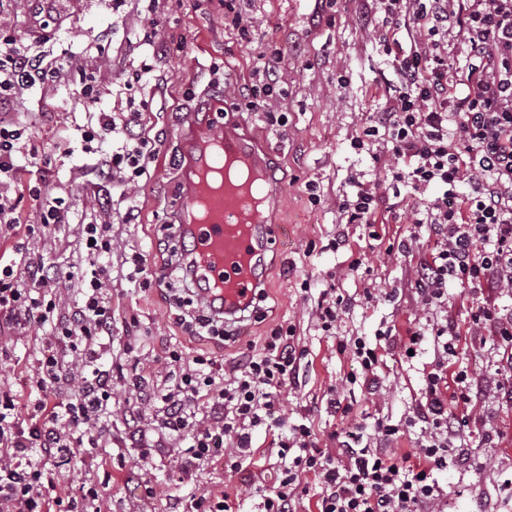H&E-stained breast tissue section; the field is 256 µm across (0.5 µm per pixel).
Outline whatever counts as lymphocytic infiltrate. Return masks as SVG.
Returning <instances> with one entry per match:
<instances>
[{
    "label": "lymphocytic infiltrate",
    "mask_w": 512,
    "mask_h": 512,
    "mask_svg": "<svg viewBox=\"0 0 512 512\" xmlns=\"http://www.w3.org/2000/svg\"><path fill=\"white\" fill-rule=\"evenodd\" d=\"M380 16L381 40L393 56L396 83L383 111L367 117L354 149L362 150L378 133H385L394 160L392 185L420 193L434 188L437 197L418 220L421 233L433 247L414 270L423 304L440 307L448 287L456 284L476 297L472 326L486 329L497 344L494 384L512 401V305L498 303L495 293L512 288V0H372ZM457 35L466 54L450 66L449 35ZM409 46H402L401 36ZM283 50L260 53L253 67L254 83L241 92L246 110L264 111L268 123L282 117L268 108L279 82ZM89 66L75 62L69 50L54 58L33 53L24 38L0 35V183L15 179L22 164L37 166L36 152L19 157L23 136L6 113L24 90L45 81L63 82L72 75L87 76ZM140 108L115 117L100 113L86 140L112 139L116 150L99 166L103 194L114 187L137 183L159 152L156 141L139 132ZM476 174L468 192L459 186L465 171ZM354 192L339 205L349 224H374L385 203L377 183L354 180ZM176 225L165 227L157 250L160 263L148 264L142 254L127 257L125 278L147 288L160 286L175 320L191 336L223 337L224 323L195 299L182 296L191 286L189 249L174 250ZM80 240L85 263L58 272L43 255L26 256L21 265L0 263V331L35 324L49 329L35 380V422L23 424L14 415L22 398L0 390V512H77V500H50L43 492L53 484L49 459L73 458L75 448L98 447L109 412L112 377L99 370L112 335V227L84 224ZM75 289L74 302L61 301L62 289ZM436 360L424 376L416 419L394 424L377 419L370 437L349 433L336 452L319 448L307 424L293 425L279 436L276 456L282 479L263 493L262 512H298L305 489L301 477L313 474L321 486L317 512H443L448 496L436 474L468 459L458 449L461 419L448 407L445 391L455 385L453 399L468 406L478 402L483 386L458 363L456 326L431 328ZM294 328H275L263 354L244 358L232 373L212 359L197 356L185 366L173 389L158 393L166 429L188 432V460H215L224 445H232L226 467L238 471L253 443L255 428H278L279 396L299 380L303 353L293 343ZM385 331L375 342L356 336L339 342L352 350L368 387L377 385ZM73 397L58 401L59 391ZM206 400L210 412L197 419L195 406ZM425 422L414 457L397 456L390 444L401 432Z\"/></svg>",
    "instance_id": "1"
}]
</instances>
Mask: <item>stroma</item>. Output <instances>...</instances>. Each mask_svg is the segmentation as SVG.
I'll use <instances>...</instances> for the list:
<instances>
[{"instance_id": "obj_1", "label": "stroma", "mask_w": 512, "mask_h": 512, "mask_svg": "<svg viewBox=\"0 0 512 512\" xmlns=\"http://www.w3.org/2000/svg\"><path fill=\"white\" fill-rule=\"evenodd\" d=\"M238 8L252 26L251 41L241 40L225 20L220 0L154 5L148 0H0V31L28 37L45 33L49 40L38 45L39 53L65 47L93 58L100 90L94 108L85 105L76 84H38L25 91L19 105L25 114L21 143L50 163L20 173L7 185L8 195L18 201L21 227L0 225V255L17 261L25 253H40L67 271L84 256L80 225L107 223L113 267L135 252L156 261L157 234L170 223L182 193L179 138L186 109L203 95L241 134L272 152L281 189L274 214L279 233L265 257L269 291L262 314L245 333L224 340L185 335L156 289L139 290L113 275L112 345L102 359L112 370L107 432L86 463L52 468L57 493L81 499L83 512H188L192 497L209 493L227 494L233 512H259L257 488L278 486L280 473L257 456L235 473L218 463L183 472L180 453L186 440L162 429L160 404L149 398L150 391L170 389L179 378L169 348L182 350L187 360L208 355L228 369L243 355L261 352L273 328L294 326L307 351L305 375L283 394V409L289 423L311 426L319 447L332 451L356 425L370 426L380 417L401 423L412 416L423 370L434 359L428 335L413 359L400 346L386 345L378 370L381 388L372 394L362 383H348V375L360 367L350 353L339 352V337L370 338L390 326L403 338L443 315L462 327L469 323L472 297L463 288L449 286L441 311L423 305L417 293L413 269L431 245L415 232L413 195H389L376 224L341 222L338 204L353 192V179L385 180L388 162L383 141L363 151L350 144L369 113L390 95V59L372 27L358 20L367 0H339L332 12L323 11L319 0H240ZM153 9L166 18L157 37L168 52L160 58L133 47ZM276 47L288 52L272 103L285 116L282 128L236 105L241 88L251 82L255 56ZM145 65L151 71L131 94L148 101L141 131L161 141L162 149L127 198L113 196L105 208L96 194L97 164L111 154L112 143L89 142L83 134L97 125L99 112L127 108V96L113 88V73ZM216 66L223 74L219 84L209 81ZM341 77L347 81L343 89L337 83ZM54 195L63 198L70 221L46 232L40 214ZM340 230L348 245L337 250L330 241ZM354 256L362 264L352 272L348 264ZM329 288L353 302L332 335L322 330L317 315L321 293ZM45 341L36 328L0 339L1 387L31 390ZM334 398L348 405V414L329 411ZM455 413L469 419L462 434L469 464L439 475L450 491L447 512H474L480 499L489 512H512V493L502 487L512 476V407L488 397L468 410L456 407ZM145 444L152 452L144 460L139 450ZM86 486L96 487L98 500H82Z\"/></svg>"}]
</instances>
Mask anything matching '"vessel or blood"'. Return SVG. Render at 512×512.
<instances>
[{"mask_svg":"<svg viewBox=\"0 0 512 512\" xmlns=\"http://www.w3.org/2000/svg\"><path fill=\"white\" fill-rule=\"evenodd\" d=\"M186 121L188 128L181 135L185 192L176 210L175 221L192 247L199 283L198 300L207 305L215 301L222 304L224 322L232 325L243 322L241 307L260 296V288L266 281L261 272L263 259L276 228L262 219L251 224L244 240L226 236V227L237 224L243 209L242 204L232 197L212 200L211 207L219 214V222L199 223L198 174L214 164L217 155L237 156L266 173L263 187L266 206L276 203L280 191L270 176L267 151L258 150L230 125L224 124L220 113L198 106L188 112Z\"/></svg>","mask_w":512,"mask_h":512,"instance_id":"b4317fda","label":"vessel or blood"}]
</instances>
